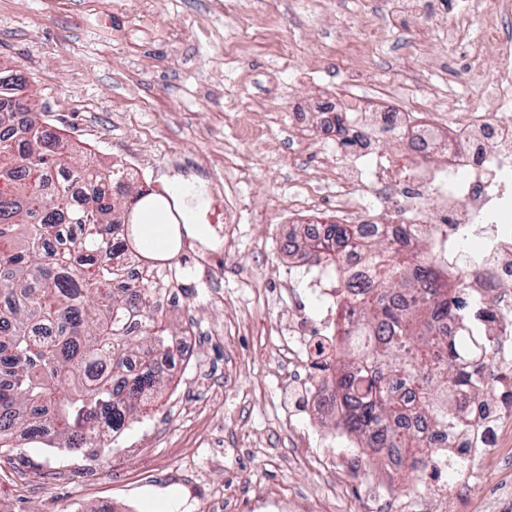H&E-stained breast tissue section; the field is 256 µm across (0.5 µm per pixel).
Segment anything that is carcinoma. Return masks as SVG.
I'll use <instances>...</instances> for the list:
<instances>
[{
    "mask_svg": "<svg viewBox=\"0 0 512 512\" xmlns=\"http://www.w3.org/2000/svg\"><path fill=\"white\" fill-rule=\"evenodd\" d=\"M26 79L0 70V449L23 434L76 452L110 446L165 386L157 356L178 336L162 304L164 271L179 262L184 220L172 198L140 185L122 165L72 160L49 136ZM168 225L162 246L142 216ZM334 224L293 247L326 268L353 238ZM404 231L370 242L369 279L346 311L349 361L338 367L343 428L369 448H429L462 428L471 401L487 396L492 342L467 325L473 303L448 291L434 254ZM459 333L448 334V319ZM419 382L411 402L390 380ZM423 414L432 434L405 433Z\"/></svg>",
    "mask_w": 512,
    "mask_h": 512,
    "instance_id": "1",
    "label": "carcinoma"
}]
</instances>
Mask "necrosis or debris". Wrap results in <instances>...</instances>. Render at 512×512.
Instances as JSON below:
<instances>
[{
	"label": "necrosis or debris",
	"mask_w": 512,
	"mask_h": 512,
	"mask_svg": "<svg viewBox=\"0 0 512 512\" xmlns=\"http://www.w3.org/2000/svg\"><path fill=\"white\" fill-rule=\"evenodd\" d=\"M466 27L476 31L478 41L500 45L498 73L478 108L449 116L422 112L418 105L424 92L415 90L406 104H394L393 115H381L374 128L345 127L343 139L356 141L360 154L354 160L337 159L335 167L328 169L326 181L335 198L331 208L304 194L288 203L289 213H313V220L305 225L310 236L325 235L333 224H351L356 229L336 275H326L307 256L274 266L270 272L281 288L305 285L308 297L322 307L323 332L315 338L307 332L303 309H288L278 346L279 354L291 359L305 352L306 401L315 412L342 414L328 365L332 350L343 343L340 309L346 283L351 275L366 272L367 243L389 235L396 225H405L413 234L429 231L438 243L454 241L446 258L449 284L478 300L485 335H512V304L496 293L499 283L512 280V267L500 261L503 255L512 256V227L501 226L505 212L512 210V114L501 109L512 101V39H503L497 10L484 0H472L468 15L449 27V43H456L460 29ZM393 131L407 141V154L392 156L378 149L379 140ZM236 215V209L228 207L222 216L210 218L208 239L182 235L179 256L201 280L213 285L221 281L213 257L217 248L230 246L228 226ZM481 224L493 227L485 249L463 250V243ZM471 410L475 420L469 430L450 434L417 465H410L403 448H383L379 454L388 469L412 468L415 485L447 495L457 474L474 469L490 454L496 433L490 421L512 414V401L502 400L493 410L478 401Z\"/></svg>",
	"instance_id": "4bbe7bcc"
}]
</instances>
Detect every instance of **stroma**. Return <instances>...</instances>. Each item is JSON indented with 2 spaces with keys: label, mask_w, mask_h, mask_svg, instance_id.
Instances as JSON below:
<instances>
[{
  "label": "stroma",
  "mask_w": 512,
  "mask_h": 512,
  "mask_svg": "<svg viewBox=\"0 0 512 512\" xmlns=\"http://www.w3.org/2000/svg\"><path fill=\"white\" fill-rule=\"evenodd\" d=\"M466 2L426 0L395 18L381 0H224L217 11L210 0H0V67L25 76L46 123L78 152L149 159L140 181L177 202L210 184L240 204L218 289L198 283L170 313L193 364L170 366L158 400L112 451L29 448L22 436L0 450V512H272L277 501L288 512H512V425L476 490L464 475L458 495L426 496L406 470L389 475L396 502H371L363 485L319 466L316 445L336 421L306 413L304 370L266 354L290 304L263 277L291 260L270 227L311 169L336 164L318 104L362 71L364 95L398 98L422 84L428 110L471 109L459 79L493 69L497 48L468 32L449 45ZM369 14L388 36L362 52ZM284 51L294 64L283 74ZM293 107L301 147L270 120Z\"/></svg>",
  "instance_id": "1"
}]
</instances>
